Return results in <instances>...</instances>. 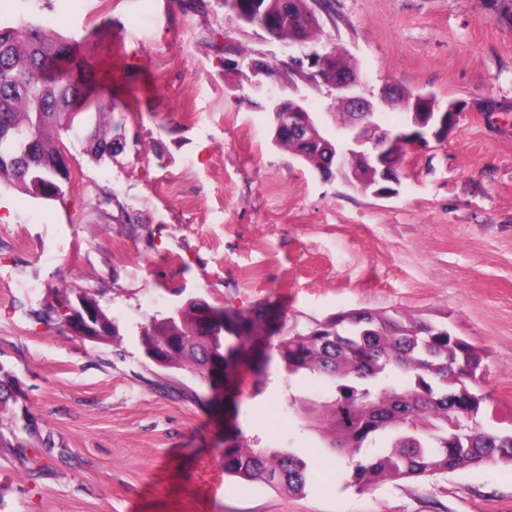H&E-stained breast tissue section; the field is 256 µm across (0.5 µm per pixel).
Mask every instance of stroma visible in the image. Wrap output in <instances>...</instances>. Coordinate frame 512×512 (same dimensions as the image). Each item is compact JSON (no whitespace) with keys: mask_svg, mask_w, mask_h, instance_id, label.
Wrapping results in <instances>:
<instances>
[{"mask_svg":"<svg viewBox=\"0 0 512 512\" xmlns=\"http://www.w3.org/2000/svg\"><path fill=\"white\" fill-rule=\"evenodd\" d=\"M318 17L321 45L344 48L371 89L460 105L447 140L407 151L396 194L324 179L272 146L222 48L287 50L217 6L0 0L1 20L82 41L128 109L112 158L62 134L75 174L63 199L0 187V371L11 412L36 429L0 447V512H512L506 464L348 485L350 455L288 409L327 389L278 363H241L215 403L143 355L144 327L192 297L271 305L286 331L355 308L444 315L488 355L484 422L512 431V27L488 0H332ZM66 289L92 294L120 343L73 335L51 312ZM236 436L295 451L313 486L239 489L221 458Z\"/></svg>","mask_w":512,"mask_h":512,"instance_id":"1","label":"stroma"}]
</instances>
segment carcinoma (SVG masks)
<instances>
[{
  "label": "carcinoma",
  "instance_id": "obj_1",
  "mask_svg": "<svg viewBox=\"0 0 512 512\" xmlns=\"http://www.w3.org/2000/svg\"><path fill=\"white\" fill-rule=\"evenodd\" d=\"M330 0H215L243 25L265 38L305 52L327 53L320 72L297 63L291 53L268 61L254 49L233 47L238 60L264 65L278 95L268 100L272 144L303 165L331 178L358 173L368 180L387 168L399 180L404 152L392 142L382 156L370 152L336 169V137L319 127L318 137L279 126L277 108L296 98L295 91H328L336 74H358L339 47L320 45L315 8ZM78 43L32 21H0V124L14 138L0 142V184L7 182L41 200L65 195L71 171L61 165L60 132L82 135L96 161L124 148L125 125L109 92L89 77L90 59ZM336 132L352 124L355 113L335 100ZM202 318L195 299L186 300L144 329L145 357L161 353L157 367L182 371L213 385L219 360L224 366L256 343L264 362L278 358L290 375H310L330 386L317 400L292 398L289 408L306 418L326 447L351 453L350 482L357 487L399 484L454 471L461 466L512 464V432L478 421L486 397L475 389L484 375L485 352L453 333L448 323L402 312L352 309L301 330L268 328L267 310L246 311L208 305ZM0 383V447L5 433L28 429L6 407ZM363 448L367 453H360ZM224 471L241 484L258 483L302 493L311 481L306 461L294 451L253 448L236 439L224 442Z\"/></svg>",
  "mask_w": 512,
  "mask_h": 512
}]
</instances>
